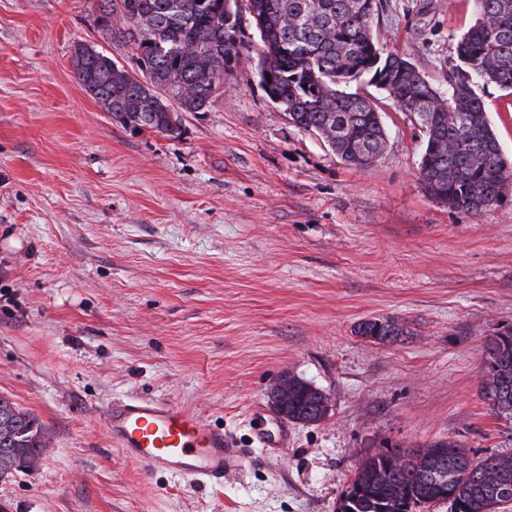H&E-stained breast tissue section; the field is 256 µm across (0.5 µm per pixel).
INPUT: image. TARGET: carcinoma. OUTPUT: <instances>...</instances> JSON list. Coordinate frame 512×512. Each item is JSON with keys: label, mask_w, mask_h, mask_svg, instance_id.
<instances>
[{"label": "carcinoma", "mask_w": 512, "mask_h": 512, "mask_svg": "<svg viewBox=\"0 0 512 512\" xmlns=\"http://www.w3.org/2000/svg\"><path fill=\"white\" fill-rule=\"evenodd\" d=\"M477 24L457 45L460 68L440 91L416 66L383 54L371 28L380 0H247L259 33L258 75L266 95L290 123L322 138L347 165L382 153L386 131L370 98L348 92L374 85L400 101L425 132L421 176L426 191L477 214L512 185L508 161L472 84L481 80L512 91V0H474ZM97 22L134 45L138 72L130 74L93 46L75 49V78L124 129L181 136L179 112H206L224 88L242 43L238 20L224 24V0H98ZM358 334L375 340L397 335L390 322L366 320ZM483 395L497 417L512 423V330L485 346ZM281 410L288 420L323 417L321 390L288 375ZM43 432L37 419L0 396V479L31 469ZM512 487V458L479 463L444 441L408 451H376L360 460L340 493L336 512H416L445 494L461 512H500L512 502L496 487Z\"/></svg>", "instance_id": "cac0c4a2"}]
</instances>
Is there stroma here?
Masks as SVG:
<instances>
[{"mask_svg": "<svg viewBox=\"0 0 512 512\" xmlns=\"http://www.w3.org/2000/svg\"><path fill=\"white\" fill-rule=\"evenodd\" d=\"M238 12L223 90L170 140L77 82L80 44L136 68L95 0H0V395L45 433L0 512H335L380 448L512 456L482 394L486 341L512 327V188L476 215L430 196L417 118L371 85L386 147L346 165L267 97ZM476 19L473 0H382L372 32L443 90ZM475 92L512 160V94ZM372 318L398 335L360 336ZM288 373L326 394L320 421L272 413ZM127 398L200 414L240 466L217 487L146 473L102 420Z\"/></svg>", "mask_w": 512, "mask_h": 512, "instance_id": "obj_1", "label": "stroma"}]
</instances>
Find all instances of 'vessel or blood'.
Returning a JSON list of instances; mask_svg holds the SVG:
<instances>
[{
	"mask_svg": "<svg viewBox=\"0 0 512 512\" xmlns=\"http://www.w3.org/2000/svg\"><path fill=\"white\" fill-rule=\"evenodd\" d=\"M103 421L123 456L150 473H168L200 485L221 481L225 470L240 464L223 429L162 400L112 401Z\"/></svg>",
	"mask_w": 512,
	"mask_h": 512,
	"instance_id": "1",
	"label": "vessel or blood"
}]
</instances>
